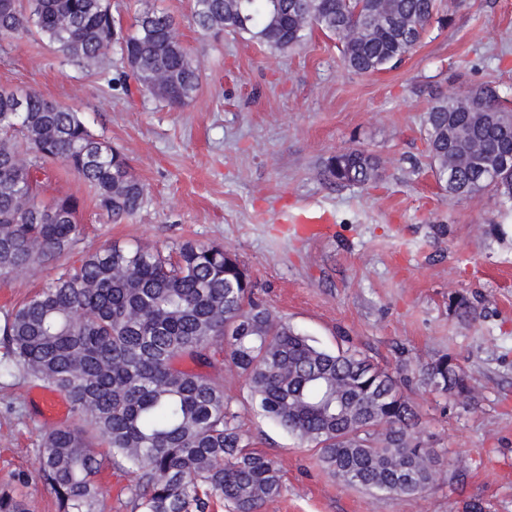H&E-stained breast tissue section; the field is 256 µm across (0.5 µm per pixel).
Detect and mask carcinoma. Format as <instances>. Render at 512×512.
<instances>
[{"instance_id": "cac0c4a2", "label": "carcinoma", "mask_w": 512, "mask_h": 512, "mask_svg": "<svg viewBox=\"0 0 512 512\" xmlns=\"http://www.w3.org/2000/svg\"><path fill=\"white\" fill-rule=\"evenodd\" d=\"M205 34L247 35L275 50L302 45L317 27L339 39L344 67L358 75L385 70L415 50L439 0H193ZM176 19L148 10L126 33L110 0H0V39L37 34L65 56L91 64L117 44L131 78L180 108L199 88V73L176 36ZM471 109L444 93L425 115L427 153L450 198L490 189L512 199V173L489 179L480 167L448 178V127L471 128L490 154L512 145V110L488 88L465 92ZM23 109L17 110L18 103ZM60 163L88 184L117 222L135 214L145 188L126 156L97 138L79 113L54 108L40 92L0 86V276L44 266L70 252L82 235L79 203L70 196L38 200L46 165ZM331 184L365 185L378 178L371 154L351 149L328 158ZM450 309L472 319L463 295ZM8 358L0 377L21 374L63 395L73 420L42 437L35 472L58 512H99L106 455L133 476V512H262L280 496L277 462L250 448L239 412L224 393L217 355L244 376L261 412L314 445L339 481L411 498L428 491L439 454L420 437V415L404 389L410 378L371 363L358 350L321 349L276 319L254 297L236 256L222 246L182 242L175 255L114 244L83 257L47 286L6 312ZM430 390L469 400L474 388L459 360L444 354L419 368ZM409 482L395 477L394 461ZM0 512H31L25 498L0 487Z\"/></svg>"}]
</instances>
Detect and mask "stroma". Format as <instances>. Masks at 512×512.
Instances as JSON below:
<instances>
[{
	"mask_svg": "<svg viewBox=\"0 0 512 512\" xmlns=\"http://www.w3.org/2000/svg\"><path fill=\"white\" fill-rule=\"evenodd\" d=\"M131 30L146 10L178 21L198 67L196 97L181 108L120 87L119 47L103 66L70 60L36 37L0 42V85L33 88L81 113L127 157L147 200L112 222L90 188L63 167L51 194L76 197L85 232L57 262L0 277V318L83 255L112 244L168 253L186 240L236 254L270 311L319 347L353 346L388 370L404 368L422 437L451 464L418 497L395 498L334 478L313 445L266 418L244 379L224 369V392L254 448L279 464L284 489L263 512H512V202L492 193L448 198L429 169L425 112L431 92L495 88L512 101V0H442L449 24L431 26L401 63L361 76L341 65V45L317 30L275 51L225 32L201 35L191 0H111ZM364 149L379 179L336 186L323 176L335 153ZM299 213L322 231L297 232ZM465 295L477 310L448 307ZM450 353L472 378L477 405L433 393L418 366ZM47 388L0 379V486L35 469ZM101 512H131L132 477L106 466Z\"/></svg>",
	"mask_w": 512,
	"mask_h": 512,
	"instance_id": "stroma-1",
	"label": "stroma"
}]
</instances>
